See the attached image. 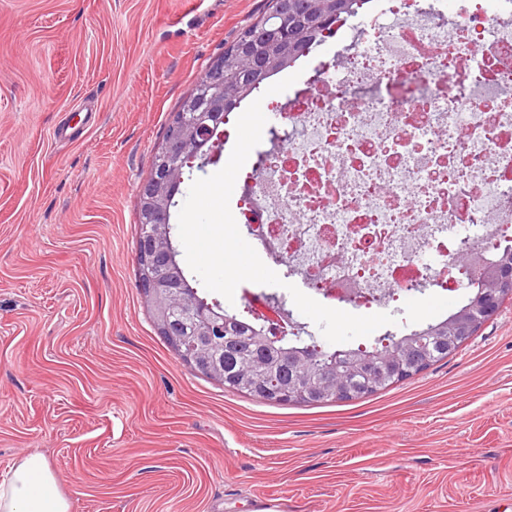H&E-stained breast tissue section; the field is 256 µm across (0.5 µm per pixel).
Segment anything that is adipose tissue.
Here are the masks:
<instances>
[{
	"instance_id": "adipose-tissue-1",
	"label": "adipose tissue",
	"mask_w": 512,
	"mask_h": 512,
	"mask_svg": "<svg viewBox=\"0 0 512 512\" xmlns=\"http://www.w3.org/2000/svg\"><path fill=\"white\" fill-rule=\"evenodd\" d=\"M0 512H70L56 475L41 454L25 457L0 482Z\"/></svg>"
}]
</instances>
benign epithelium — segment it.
<instances>
[{"mask_svg":"<svg viewBox=\"0 0 512 512\" xmlns=\"http://www.w3.org/2000/svg\"><path fill=\"white\" fill-rule=\"evenodd\" d=\"M204 126L182 128L176 137L165 145L169 154L191 156L199 150V140ZM183 181V171L177 165H168L161 177L142 186L154 201L161 202L160 219H165L171 198ZM137 256L145 263V276L150 294L157 298V311L162 328L174 345L185 350L186 359L197 369L224 377V365L211 354L210 348L216 340L214 336L215 313L213 310L200 308L194 300L175 286L174 281L154 277L150 271L157 267H176L174 262V247L170 238V227L167 224H154L151 229L137 241ZM485 268L492 270L489 275L482 274L471 279L477 291L471 303L448 320V352H455L464 344L462 336L470 335L471 328L483 317L498 311L501 304L512 296V256L496 254L495 258L485 261ZM181 310L193 315L197 325L196 342L184 346V338L172 326L174 310ZM411 340L391 349L382 359L371 358L360 360L356 367L366 376H375L379 367L399 376L408 373V369L419 365L408 354Z\"/></svg>","mask_w":512,"mask_h":512,"instance_id":"benign-epithelium-1","label":"benign epithelium"}]
</instances>
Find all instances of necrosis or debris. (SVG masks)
<instances>
[{
	"mask_svg": "<svg viewBox=\"0 0 512 512\" xmlns=\"http://www.w3.org/2000/svg\"><path fill=\"white\" fill-rule=\"evenodd\" d=\"M389 13L348 56L346 95L327 77L268 103L282 144L236 217L315 294L365 309L438 281L462 240L481 272L512 223V0L450 29L441 0Z\"/></svg>",
	"mask_w": 512,
	"mask_h": 512,
	"instance_id": "necrosis-or-debris-1",
	"label": "necrosis or debris"
}]
</instances>
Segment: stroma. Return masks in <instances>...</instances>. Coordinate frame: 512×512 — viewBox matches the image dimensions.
<instances>
[{"mask_svg":"<svg viewBox=\"0 0 512 512\" xmlns=\"http://www.w3.org/2000/svg\"><path fill=\"white\" fill-rule=\"evenodd\" d=\"M266 0H0V479L32 453L71 512H512V301L357 400L226 391L159 335L138 190L165 124ZM404 292L392 329L471 296Z\"/></svg>","mask_w":512,"mask_h":512,"instance_id":"1","label":"stroma"}]
</instances>
